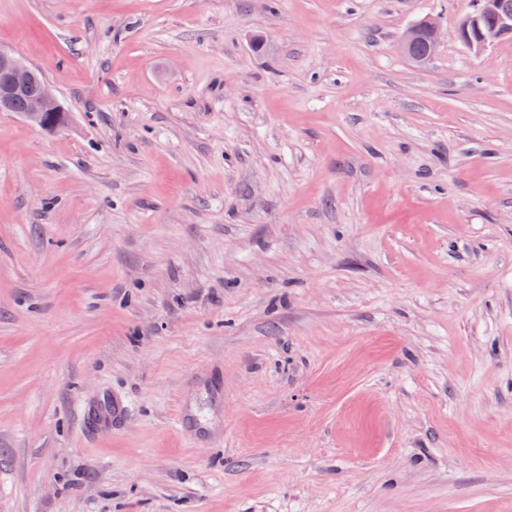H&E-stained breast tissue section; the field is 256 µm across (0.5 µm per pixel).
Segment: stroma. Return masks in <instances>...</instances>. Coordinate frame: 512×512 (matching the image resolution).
Returning a JSON list of instances; mask_svg holds the SVG:
<instances>
[{"instance_id":"1","label":"stroma","mask_w":512,"mask_h":512,"mask_svg":"<svg viewBox=\"0 0 512 512\" xmlns=\"http://www.w3.org/2000/svg\"><path fill=\"white\" fill-rule=\"evenodd\" d=\"M475 8L0 0L69 113L0 112V512H512V39L472 54ZM423 40L427 45V52L419 57L412 58L411 51L414 45ZM440 42V28L438 22L431 17L423 18L408 27L400 39V48L406 57H411L412 61L418 64H425L429 62L435 55ZM416 54H423L425 52V45L419 42L414 47Z\"/></svg>"}]
</instances>
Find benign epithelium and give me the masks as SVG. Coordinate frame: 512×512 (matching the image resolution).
Returning a JSON list of instances; mask_svg holds the SVG:
<instances>
[{"label":"benign epithelium","mask_w":512,"mask_h":512,"mask_svg":"<svg viewBox=\"0 0 512 512\" xmlns=\"http://www.w3.org/2000/svg\"><path fill=\"white\" fill-rule=\"evenodd\" d=\"M487 15L492 16L493 23L485 26L483 19ZM459 34L467 48L479 55L488 46L512 36V9L502 0H478L476 10L460 22ZM420 40L426 43L427 52L414 62L425 64L433 58L440 42L435 19L423 18L405 30L400 39L403 55L411 56ZM19 99L25 102L20 115L36 127L54 131L67 123V112L51 85L37 78L35 70L13 52L0 46V112L15 111Z\"/></svg>","instance_id":"obj_1"}]
</instances>
